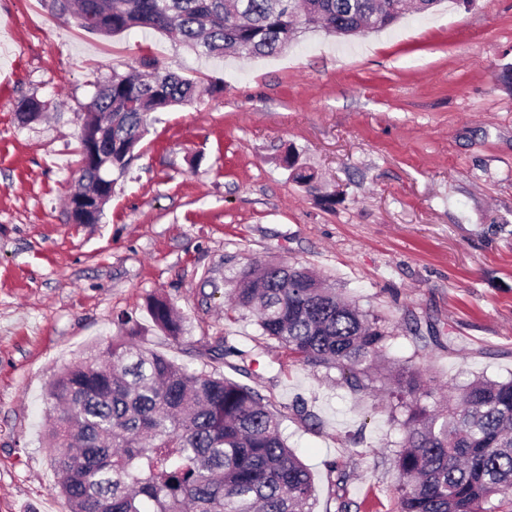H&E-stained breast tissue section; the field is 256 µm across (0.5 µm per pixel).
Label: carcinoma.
Here are the masks:
<instances>
[{
	"instance_id": "cac0c4a2",
	"label": "carcinoma",
	"mask_w": 512,
	"mask_h": 512,
	"mask_svg": "<svg viewBox=\"0 0 512 512\" xmlns=\"http://www.w3.org/2000/svg\"><path fill=\"white\" fill-rule=\"evenodd\" d=\"M440 0H53L61 14L103 36L132 28L176 32L205 55L245 51L269 57L308 28L339 38L391 26ZM147 72L113 71L87 105L81 130L75 224H96L112 173H124L147 131L149 114L192 103L195 83L145 62ZM34 98L21 121L40 116ZM281 163L295 182L313 176L291 151ZM237 306L257 312L261 335L313 367L336 368L363 391L391 332L304 268L267 263L231 280ZM154 325L176 339L182 321L170 302L151 297ZM58 403L48 438L51 463L70 512H313L309 468L288 447L279 422L254 388L195 371L120 336L89 351L49 383ZM420 373L393 374L392 417L403 438L388 449L398 472L397 512H512V379L473 380L456 395L423 398Z\"/></svg>"
}]
</instances>
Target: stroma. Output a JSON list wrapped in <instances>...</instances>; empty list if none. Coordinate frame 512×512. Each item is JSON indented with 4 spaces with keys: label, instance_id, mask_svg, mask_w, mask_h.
Here are the masks:
<instances>
[{
    "label": "stroma",
    "instance_id": "1",
    "mask_svg": "<svg viewBox=\"0 0 512 512\" xmlns=\"http://www.w3.org/2000/svg\"><path fill=\"white\" fill-rule=\"evenodd\" d=\"M149 60L204 93L151 113L100 222L71 223L86 106ZM511 72L512 0H443L347 42L308 30L255 58L200 56L150 29L104 37L51 0H0V512H69L44 443L47 385L125 326L268 399L311 471L314 512H337L341 470L350 512H395L388 447L402 432L383 378L354 392L266 340L225 279L256 262L310 268L385 319V362L418 369L434 395L511 379ZM25 98L48 112L21 122ZM289 149L312 188L280 165ZM152 296L180 312L179 339L153 326ZM415 321L433 339L416 341Z\"/></svg>",
    "mask_w": 512,
    "mask_h": 512
}]
</instances>
